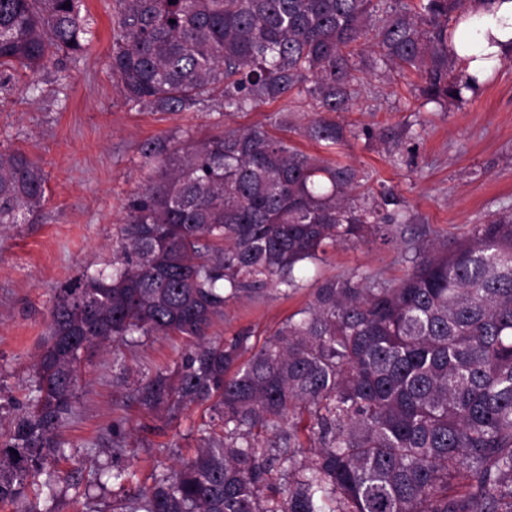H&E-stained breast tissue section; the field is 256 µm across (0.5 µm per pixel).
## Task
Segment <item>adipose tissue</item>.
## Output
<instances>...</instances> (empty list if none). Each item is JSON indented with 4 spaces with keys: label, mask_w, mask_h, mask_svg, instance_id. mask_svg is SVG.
I'll list each match as a JSON object with an SVG mask.
<instances>
[{
    "label": "adipose tissue",
    "mask_w": 512,
    "mask_h": 512,
    "mask_svg": "<svg viewBox=\"0 0 512 512\" xmlns=\"http://www.w3.org/2000/svg\"><path fill=\"white\" fill-rule=\"evenodd\" d=\"M448 52L478 79L491 75L512 55V0H495L488 7L474 0L470 18L459 24Z\"/></svg>",
    "instance_id": "obj_1"
}]
</instances>
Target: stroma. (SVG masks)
I'll list each match as a JSON object with an SVG mask.
<instances>
[{"label": "stroma", "mask_w": 512, "mask_h": 512, "mask_svg": "<svg viewBox=\"0 0 512 512\" xmlns=\"http://www.w3.org/2000/svg\"><path fill=\"white\" fill-rule=\"evenodd\" d=\"M113 0H81V17L92 31L80 59L55 57L39 74L0 71V149H17L46 175V197L29 224L0 227V398L25 406L32 365L47 334L59 288L81 271L109 268L127 196L149 169L140 146L162 138L201 140L218 127L255 125L288 139L300 150L349 164L366 177V194L388 190L405 201L410 222L389 227L388 240L344 244L306 274L303 290L283 296L268 290L258 301L226 308L213 332L228 336L251 330L261 342L290 314L304 307L324 280L364 269L395 283L409 265L402 254L411 238L455 240L505 210L512 211V56L458 105L440 107L415 99L403 80L384 82L365 72L360 94L344 121L371 131L333 149L301 133L314 112L295 111L291 126L278 124L292 100L282 97L247 112L166 114L126 104L109 62ZM183 339L153 336L119 352L94 351L82 368L76 415L63 429L66 455L48 461L53 493H42V512H97L124 494L108 485L97 497L87 483L97 461L112 459L113 444L135 482L194 455L198 430L209 422L206 406L193 405L163 423L130 393L143 373L173 365ZM120 424V440L112 426ZM101 449L92 457L90 449Z\"/></svg>", "instance_id": "35a3bbf8"}]
</instances>
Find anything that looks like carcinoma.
<instances>
[{
    "mask_svg": "<svg viewBox=\"0 0 512 512\" xmlns=\"http://www.w3.org/2000/svg\"><path fill=\"white\" fill-rule=\"evenodd\" d=\"M114 2L112 76L154 112H245L294 93L316 112L304 135L332 148L359 136L336 114L364 70L415 73L441 107L477 82L448 56L474 0ZM87 42L79 0H0V70L34 74ZM140 153L152 175L125 203L112 271L60 289L32 397L0 431V502L39 512L30 480L65 456L88 352L162 335L190 346L133 401L167 420L208 403L210 421L196 455L149 484L126 487L112 449L126 488L112 512H512V211L451 248L406 242L398 283L358 270L322 282L257 346L248 331L209 334L229 303L297 291L328 247L407 210L360 197L357 169L262 126ZM45 184L24 152L0 151V225L36 215Z\"/></svg>",
    "mask_w": 512,
    "mask_h": 512,
    "instance_id": "carcinoma-1",
    "label": "carcinoma"
}]
</instances>
